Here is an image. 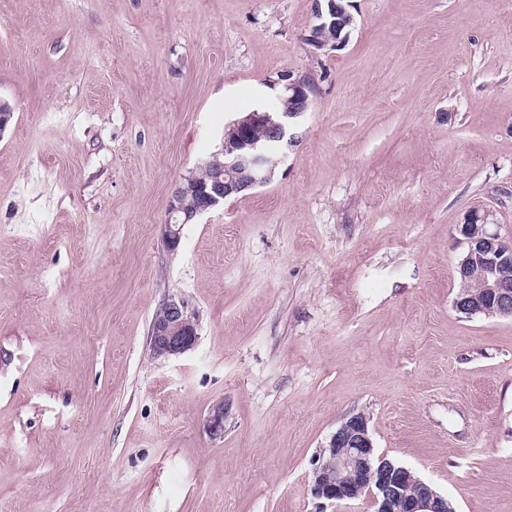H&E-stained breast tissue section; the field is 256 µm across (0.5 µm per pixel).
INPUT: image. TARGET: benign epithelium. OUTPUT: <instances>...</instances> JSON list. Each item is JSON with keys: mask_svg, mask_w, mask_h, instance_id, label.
Returning <instances> with one entry per match:
<instances>
[{"mask_svg": "<svg viewBox=\"0 0 512 512\" xmlns=\"http://www.w3.org/2000/svg\"><path fill=\"white\" fill-rule=\"evenodd\" d=\"M316 23L305 36L317 52L333 50L346 42L353 15L346 0H314ZM287 105L253 108L243 117L224 123V134L215 151L224 161L209 181L177 192L169 202L165 244L174 250L181 227L191 224L224 199L267 185L279 164L299 142V118L309 111L316 94L305 75L281 72L266 80ZM498 224L491 208L469 210L459 225L464 251L457 266L456 311L465 315L512 318V240L490 227ZM198 339L192 312L171 299L154 318L150 345L157 356L176 357L192 349ZM213 438L224 437V404L214 405L206 419ZM311 494L330 503H349L370 496L376 512H455L448 499L409 469L378 455L368 420L353 414L336 428L314 460Z\"/></svg>", "mask_w": 512, "mask_h": 512, "instance_id": "1", "label": "benign epithelium"}]
</instances>
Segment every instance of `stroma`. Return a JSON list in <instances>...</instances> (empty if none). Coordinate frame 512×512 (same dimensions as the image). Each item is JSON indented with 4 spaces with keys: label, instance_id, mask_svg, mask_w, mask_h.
<instances>
[{
    "label": "stroma",
    "instance_id": "stroma-1",
    "mask_svg": "<svg viewBox=\"0 0 512 512\" xmlns=\"http://www.w3.org/2000/svg\"><path fill=\"white\" fill-rule=\"evenodd\" d=\"M350 11L316 56L313 0H0V512H375L310 493L357 413L455 512H512V319L453 307L465 212L512 238V0ZM281 71L319 87L299 145L168 250ZM172 298L198 340L157 357Z\"/></svg>",
    "mask_w": 512,
    "mask_h": 512
}]
</instances>
